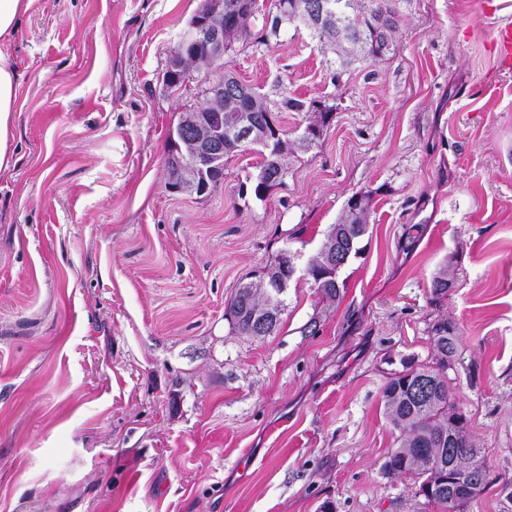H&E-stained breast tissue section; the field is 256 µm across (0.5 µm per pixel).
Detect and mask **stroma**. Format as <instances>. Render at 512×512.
<instances>
[{
  "mask_svg": "<svg viewBox=\"0 0 512 512\" xmlns=\"http://www.w3.org/2000/svg\"><path fill=\"white\" fill-rule=\"evenodd\" d=\"M204 4L34 0L4 47L0 512H437L383 469L381 397L401 358L431 363L442 315L492 477L464 512H512V67L492 42L512 0H396L394 50L346 70L291 24L234 41L245 84L334 106L309 146L280 113L288 172L262 200L252 151L212 192L168 188V132L207 82L164 73ZM357 192L369 232L339 302L296 277L273 333H233L240 282L284 248L305 268ZM16 72L10 57L0 50V170L14 163L13 120ZM455 286L454 272L448 269V265L440 268L432 277L430 284L431 300L435 304H441L448 292Z\"/></svg>",
  "mask_w": 512,
  "mask_h": 512,
  "instance_id": "stroma-1",
  "label": "stroma"
}]
</instances>
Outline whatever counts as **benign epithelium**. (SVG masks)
<instances>
[{"label": "benign epithelium", "instance_id": "1", "mask_svg": "<svg viewBox=\"0 0 512 512\" xmlns=\"http://www.w3.org/2000/svg\"><path fill=\"white\" fill-rule=\"evenodd\" d=\"M224 0H207L205 9L198 14L182 32L176 45L170 51L171 73L167 82L188 80V74L181 72V61L190 56L213 67L224 59ZM206 101L209 109H195L183 115L178 126L169 134L167 162L177 170L186 169L189 174L183 182L169 185L175 192L184 188L208 189V182L215 172L211 152L207 145L213 140L227 139L235 142L238 148L249 146L246 138H239L233 131L224 132L222 114L224 112V84H212L206 88Z\"/></svg>", "mask_w": 512, "mask_h": 512}]
</instances>
